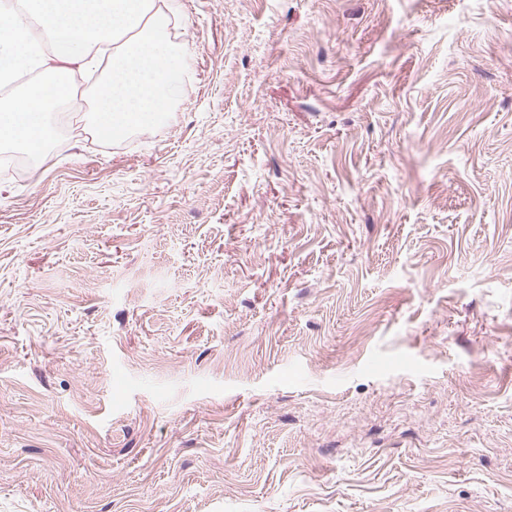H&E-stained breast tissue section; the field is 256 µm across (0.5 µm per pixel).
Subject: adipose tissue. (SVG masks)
Here are the masks:
<instances>
[{
	"label": "adipose tissue",
	"mask_w": 512,
	"mask_h": 512,
	"mask_svg": "<svg viewBox=\"0 0 512 512\" xmlns=\"http://www.w3.org/2000/svg\"><path fill=\"white\" fill-rule=\"evenodd\" d=\"M173 10L172 0H0V86L48 76L0 100V146L43 154L47 116L82 74L105 76L93 93L96 136L154 124L181 90L179 49L166 32Z\"/></svg>",
	"instance_id": "ef3b65f1"
}]
</instances>
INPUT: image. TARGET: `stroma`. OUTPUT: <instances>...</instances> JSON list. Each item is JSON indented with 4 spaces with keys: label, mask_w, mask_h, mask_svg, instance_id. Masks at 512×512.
<instances>
[{
    "label": "stroma",
    "mask_w": 512,
    "mask_h": 512,
    "mask_svg": "<svg viewBox=\"0 0 512 512\" xmlns=\"http://www.w3.org/2000/svg\"><path fill=\"white\" fill-rule=\"evenodd\" d=\"M176 2L0 175V512H512V0Z\"/></svg>",
    "instance_id": "1"
}]
</instances>
